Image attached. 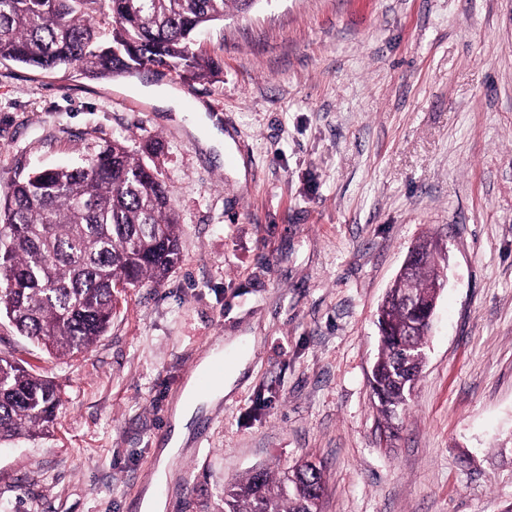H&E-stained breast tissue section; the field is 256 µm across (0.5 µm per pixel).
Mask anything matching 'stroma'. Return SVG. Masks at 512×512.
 Returning <instances> with one entry per match:
<instances>
[{
    "label": "stroma",
    "instance_id": "1",
    "mask_svg": "<svg viewBox=\"0 0 512 512\" xmlns=\"http://www.w3.org/2000/svg\"><path fill=\"white\" fill-rule=\"evenodd\" d=\"M217 79H92L0 61V187L120 140L173 190L182 257L125 288L88 352L0 316V352L61 392L50 432L0 446L8 512H140L183 387L215 343L245 360L156 486L224 512L256 469L321 468V512L512 507V0H258L201 32ZM175 88L183 117L135 97ZM234 140L203 152L196 102ZM146 157V156H145ZM446 273L406 410L369 383L377 309L409 249Z\"/></svg>",
    "mask_w": 512,
    "mask_h": 512
}]
</instances>
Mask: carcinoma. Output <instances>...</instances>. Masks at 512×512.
<instances>
[{"instance_id":"1","label":"carcinoma","mask_w":512,"mask_h":512,"mask_svg":"<svg viewBox=\"0 0 512 512\" xmlns=\"http://www.w3.org/2000/svg\"><path fill=\"white\" fill-rule=\"evenodd\" d=\"M257 0H107L112 43L97 44L92 20L101 0H0V61L33 70L77 65L99 76L166 68L195 78L221 71L194 49L195 32L248 11ZM181 258L172 191L119 141L85 165L19 174L0 192V314L60 358L89 350L118 302V287H157ZM438 282L435 261L416 266L391 288L422 301ZM391 334L417 321L390 302ZM371 385L386 422L407 405L411 381L394 344L380 345ZM61 402L56 384L0 355V441L45 433ZM322 471L302 461L289 472L266 469L224 487V512H320Z\"/></svg>"}]
</instances>
